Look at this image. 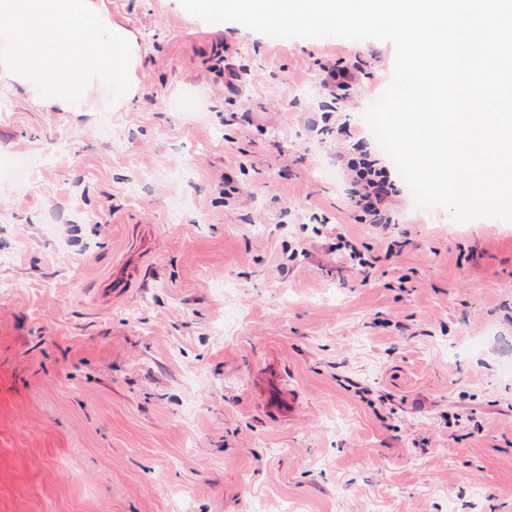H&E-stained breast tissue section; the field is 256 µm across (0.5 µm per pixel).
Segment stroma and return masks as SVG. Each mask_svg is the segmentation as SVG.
<instances>
[{
	"instance_id": "stroma-1",
	"label": "stroma",
	"mask_w": 512,
	"mask_h": 512,
	"mask_svg": "<svg viewBox=\"0 0 512 512\" xmlns=\"http://www.w3.org/2000/svg\"><path fill=\"white\" fill-rule=\"evenodd\" d=\"M102 5L140 46L119 111L0 85V512H512V221L418 206L378 148L393 44ZM357 65L353 64L352 68L344 67L342 69L328 70L326 75L322 78L321 84L323 87L333 93V91L343 90L346 91L350 88L351 84L356 82ZM337 159L346 171L351 202L371 216L373 223L387 224L386 200L395 191L389 170L368 155L347 161L339 155Z\"/></svg>"
}]
</instances>
